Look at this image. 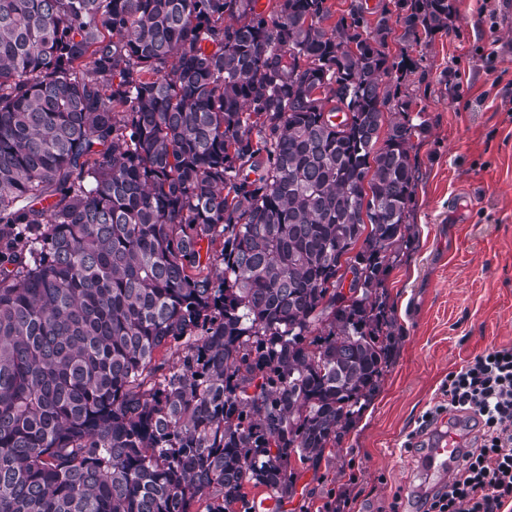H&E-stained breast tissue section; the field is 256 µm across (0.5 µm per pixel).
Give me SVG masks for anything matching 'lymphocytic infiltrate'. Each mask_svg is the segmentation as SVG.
Wrapping results in <instances>:
<instances>
[{
  "label": "lymphocytic infiltrate",
  "instance_id": "lymphocytic-infiltrate-1",
  "mask_svg": "<svg viewBox=\"0 0 512 512\" xmlns=\"http://www.w3.org/2000/svg\"><path fill=\"white\" fill-rule=\"evenodd\" d=\"M441 394L419 435L447 412L467 419L474 435L448 483L422 499L421 512H501L512 500V347L486 349L450 372Z\"/></svg>",
  "mask_w": 512,
  "mask_h": 512
}]
</instances>
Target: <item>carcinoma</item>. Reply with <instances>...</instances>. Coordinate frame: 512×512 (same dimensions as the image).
<instances>
[{"mask_svg":"<svg viewBox=\"0 0 512 512\" xmlns=\"http://www.w3.org/2000/svg\"><path fill=\"white\" fill-rule=\"evenodd\" d=\"M450 12L0 0V512H237L341 443L427 132L385 48Z\"/></svg>","mask_w":512,"mask_h":512,"instance_id":"cac0c4a2","label":"carcinoma"}]
</instances>
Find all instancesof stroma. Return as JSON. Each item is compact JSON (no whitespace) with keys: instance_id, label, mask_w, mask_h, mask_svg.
Here are the masks:
<instances>
[{"instance_id":"stroma-1","label":"stroma","mask_w":512,"mask_h":512,"mask_svg":"<svg viewBox=\"0 0 512 512\" xmlns=\"http://www.w3.org/2000/svg\"><path fill=\"white\" fill-rule=\"evenodd\" d=\"M448 28L390 56L423 59L413 93L429 131L417 139L410 242L385 279L396 324L390 365L342 443L299 473L279 512H324L349 492L352 512L400 494L414 512L421 456L406 449L449 372L485 348L512 347V0H450Z\"/></svg>"}]
</instances>
